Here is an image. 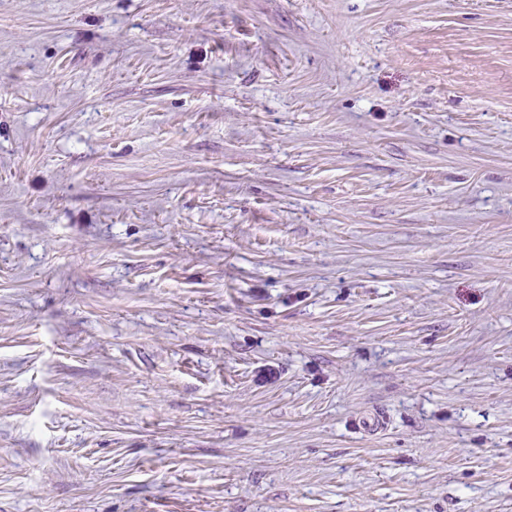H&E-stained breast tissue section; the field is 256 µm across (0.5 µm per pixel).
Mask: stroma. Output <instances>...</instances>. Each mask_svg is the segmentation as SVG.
Masks as SVG:
<instances>
[{"label": "stroma", "mask_w": 512, "mask_h": 512, "mask_svg": "<svg viewBox=\"0 0 512 512\" xmlns=\"http://www.w3.org/2000/svg\"><path fill=\"white\" fill-rule=\"evenodd\" d=\"M0 512H512V0H0Z\"/></svg>", "instance_id": "1"}]
</instances>
